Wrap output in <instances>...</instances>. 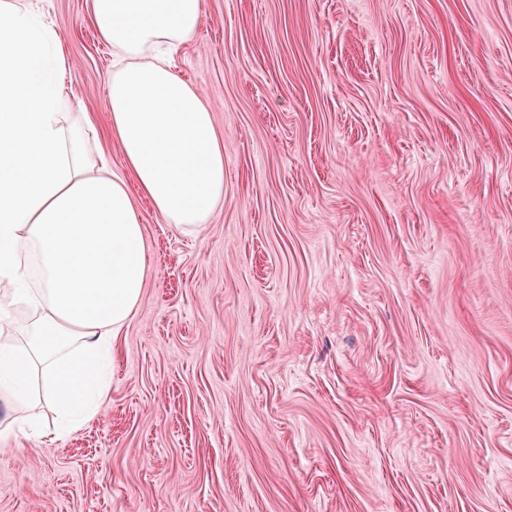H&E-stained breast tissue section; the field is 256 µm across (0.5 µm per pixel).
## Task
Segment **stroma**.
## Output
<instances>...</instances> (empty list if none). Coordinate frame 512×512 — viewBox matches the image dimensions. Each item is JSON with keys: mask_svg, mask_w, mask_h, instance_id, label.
Masks as SVG:
<instances>
[{"mask_svg": "<svg viewBox=\"0 0 512 512\" xmlns=\"http://www.w3.org/2000/svg\"><path fill=\"white\" fill-rule=\"evenodd\" d=\"M33 3L122 171L87 0ZM204 4L224 204L135 196L109 397L0 453V512H512V0Z\"/></svg>", "mask_w": 512, "mask_h": 512, "instance_id": "1", "label": "stroma"}]
</instances>
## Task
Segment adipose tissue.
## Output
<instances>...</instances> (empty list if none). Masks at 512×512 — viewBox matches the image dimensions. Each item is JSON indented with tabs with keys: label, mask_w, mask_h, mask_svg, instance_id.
Here are the masks:
<instances>
[{
	"label": "adipose tissue",
	"mask_w": 512,
	"mask_h": 512,
	"mask_svg": "<svg viewBox=\"0 0 512 512\" xmlns=\"http://www.w3.org/2000/svg\"><path fill=\"white\" fill-rule=\"evenodd\" d=\"M87 4L116 60L108 109L121 174L103 163L93 122L62 82L69 58L58 32L27 0H0V322L13 304L41 310L27 348L0 343L9 410L0 452L45 433L22 411L33 362L61 427L91 419L107 399L112 346L144 285L134 194L186 233L224 201V144L200 91L168 58L202 25L204 0Z\"/></svg>",
	"instance_id": "1"
}]
</instances>
